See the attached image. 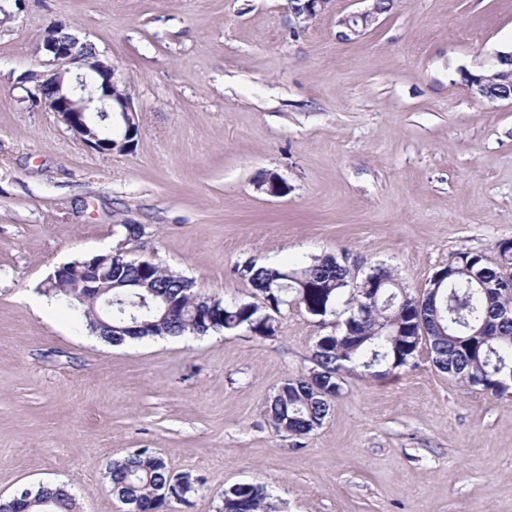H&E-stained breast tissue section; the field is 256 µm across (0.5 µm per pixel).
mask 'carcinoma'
<instances>
[{"instance_id":"cac0c4a2","label":"carcinoma","mask_w":512,"mask_h":512,"mask_svg":"<svg viewBox=\"0 0 512 512\" xmlns=\"http://www.w3.org/2000/svg\"><path fill=\"white\" fill-rule=\"evenodd\" d=\"M490 262L482 252L461 251L439 269L443 283L427 285L416 296L381 266L367 275L384 283L378 300L351 294L350 315L340 329L319 337L311 371L285 379L265 402L263 415L274 429L301 439L323 425L333 399L341 394V375L363 369L384 378L407 366L420 345L430 348L434 367L464 386L500 396L499 381L512 371V239L495 245ZM242 279L256 301L226 302L193 291L192 283L157 263L127 264L112 259V345L155 336H207L245 329L254 336L275 335L269 316L283 306L307 308L324 316L349 287L350 272L331 256L312 257L293 267L251 264ZM57 300L79 309L87 327L100 302L81 300L61 288ZM166 461L148 448H136L108 469L109 492L124 510L175 512L188 506L199 478L187 473L176 485ZM21 495L46 503L48 512H76V495L64 485L41 484ZM267 487L238 483L224 490L220 512H267Z\"/></svg>"}]
</instances>
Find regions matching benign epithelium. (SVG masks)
I'll list each match as a JSON object with an SVG mask.
<instances>
[{
	"label": "benign epithelium",
	"mask_w": 512,
	"mask_h": 512,
	"mask_svg": "<svg viewBox=\"0 0 512 512\" xmlns=\"http://www.w3.org/2000/svg\"><path fill=\"white\" fill-rule=\"evenodd\" d=\"M327 0H289V12L296 26L304 27L317 16ZM393 6V2L369 0L359 11L338 20L341 36H360ZM37 52L46 56L47 70L26 77L30 86L26 98L32 105L53 112L74 136L90 148L105 154L128 151L138 135L140 112L128 79L118 67L102 59L93 44L68 31L66 24L52 21L44 32ZM470 93L494 100H512V51L501 52L490 69L463 74ZM112 117V128L119 134L102 138L91 125L90 114ZM79 279L73 288L92 298L103 299L102 315L97 326L106 328L103 335H112V298L107 296L112 283V254L95 256L82 263Z\"/></svg>",
	"instance_id": "1"
}]
</instances>
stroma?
Segmentation results:
<instances>
[{"label": "stroma", "mask_w": 512, "mask_h": 512, "mask_svg": "<svg viewBox=\"0 0 512 512\" xmlns=\"http://www.w3.org/2000/svg\"><path fill=\"white\" fill-rule=\"evenodd\" d=\"M0 499L64 484L119 512L112 460L149 448L202 477L184 512L266 485L279 512H512V395L439 372L427 350L384 379L343 373L323 425L293 443L264 419L308 373L345 303L244 330L111 346L44 292L54 271L123 246L226 301L251 261L330 255L413 294L455 253L512 238V102L461 74L512 49V0H395L339 39L359 0L294 27L288 0H0ZM130 80L129 152L102 154L32 108L22 81L50 21ZM287 191L264 192L265 174ZM119 224L141 238L120 242Z\"/></svg>", "instance_id": "stroma-1"}]
</instances>
